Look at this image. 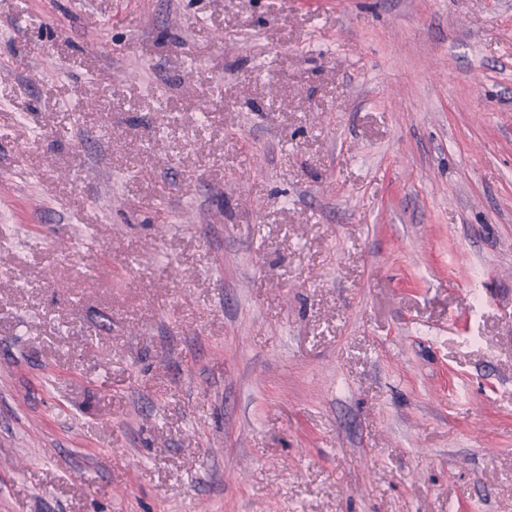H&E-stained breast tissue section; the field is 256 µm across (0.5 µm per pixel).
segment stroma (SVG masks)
<instances>
[{"mask_svg": "<svg viewBox=\"0 0 512 512\" xmlns=\"http://www.w3.org/2000/svg\"><path fill=\"white\" fill-rule=\"evenodd\" d=\"M0 512H512V0H0Z\"/></svg>", "mask_w": 512, "mask_h": 512, "instance_id": "1", "label": "stroma"}]
</instances>
